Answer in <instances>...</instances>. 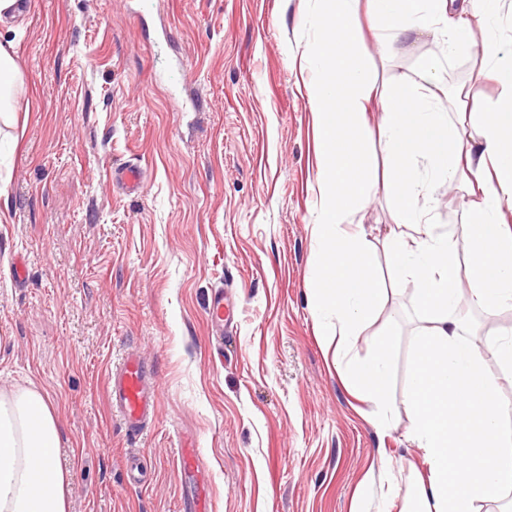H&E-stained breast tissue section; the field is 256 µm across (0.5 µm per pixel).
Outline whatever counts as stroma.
<instances>
[{
    "instance_id": "35a3bbf8",
    "label": "stroma",
    "mask_w": 512,
    "mask_h": 512,
    "mask_svg": "<svg viewBox=\"0 0 512 512\" xmlns=\"http://www.w3.org/2000/svg\"><path fill=\"white\" fill-rule=\"evenodd\" d=\"M309 0H26L0 22L24 85L0 139V390L35 385L54 402L68 512H181L172 449L199 448L213 512H409L418 448L407 442L408 373L422 313L405 277L348 359L389 357L390 426L346 388L335 347L308 302L319 160L308 87ZM361 46L386 88L436 61L471 115L497 102L489 61L512 63V0H501L494 53L452 56L443 38L381 41L358 17ZM203 98V112L186 99ZM140 165L130 197L112 172ZM433 223L458 235L465 180L434 185ZM374 268L395 203L371 194L356 215ZM26 263L16 280L15 263ZM232 294L216 342L206 307ZM469 335L512 333V307L473 305ZM141 353L162 387L148 431L130 438L107 373ZM140 462L130 484L127 468Z\"/></svg>"
}]
</instances>
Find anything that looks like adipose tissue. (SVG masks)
I'll use <instances>...</instances> for the list:
<instances>
[{
    "label": "adipose tissue",
    "instance_id": "ef3b65f1",
    "mask_svg": "<svg viewBox=\"0 0 512 512\" xmlns=\"http://www.w3.org/2000/svg\"><path fill=\"white\" fill-rule=\"evenodd\" d=\"M449 6V0H313L310 15L316 47L309 98L320 137L311 304L322 336L341 351L388 301L389 288L371 272V248L350 229L372 188L381 186L397 203L396 228L385 243L392 273L413 275L414 301L425 312L410 375L408 438L422 450L428 475L414 485V512H478L492 490L512 487V440L502 432L505 406L498 398L501 378L512 377V336L496 343L500 370L494 373L462 323L449 316L469 297L483 304L512 301V230L501 222L503 208L512 207V65L487 69L501 98L483 115L476 136L465 139L448 122V87L437 62L426 63L419 79L379 91L353 25L363 8L387 39L417 40L440 33ZM22 81L11 46L0 43V132L15 122ZM375 97L383 115L373 128L367 106ZM376 138L389 161L381 181L366 151ZM423 160L427 179L419 171ZM461 177L479 191L461 227L468 296L457 286L448 237L435 232L430 219L431 181ZM396 341V335L382 336L370 359L347 362L342 371L348 388L373 406L381 428L389 423L388 355ZM58 448L46 393L33 387L0 392V512H67Z\"/></svg>",
    "mask_w": 512,
    "mask_h": 512
}]
</instances>
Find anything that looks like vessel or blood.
Masks as SVG:
<instances>
[{
    "mask_svg": "<svg viewBox=\"0 0 512 512\" xmlns=\"http://www.w3.org/2000/svg\"><path fill=\"white\" fill-rule=\"evenodd\" d=\"M113 179L132 194L139 193L143 187L141 170L134 165L114 172ZM206 315L212 331L223 332L225 321L231 317L230 308L224 305L223 292H215L207 306ZM108 395L110 406L126 432L137 437L144 433L159 408L161 386L141 359L129 357L111 369ZM177 456L181 473L194 477L193 482L182 487L184 512H209V500L201 481L204 469L197 449L179 448Z\"/></svg>",
    "mask_w": 512,
    "mask_h": 512,
    "instance_id": "vessel-or-blood-1",
    "label": "vessel or blood"
}]
</instances>
